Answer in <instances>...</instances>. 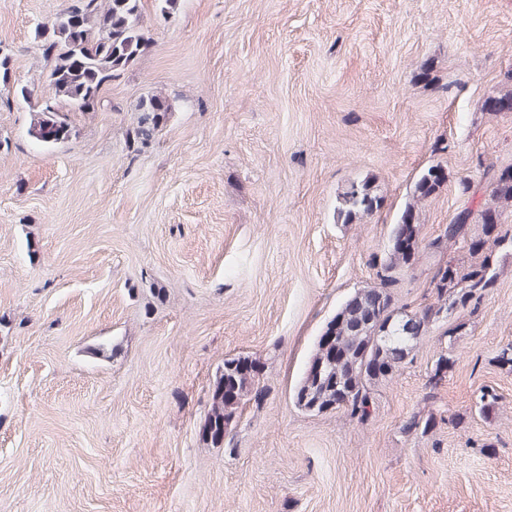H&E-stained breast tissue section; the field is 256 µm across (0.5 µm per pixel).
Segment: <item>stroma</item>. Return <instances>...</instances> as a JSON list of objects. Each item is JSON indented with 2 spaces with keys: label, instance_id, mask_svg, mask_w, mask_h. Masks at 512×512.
<instances>
[{
  "label": "stroma",
  "instance_id": "obj_1",
  "mask_svg": "<svg viewBox=\"0 0 512 512\" xmlns=\"http://www.w3.org/2000/svg\"><path fill=\"white\" fill-rule=\"evenodd\" d=\"M69 0H0V512H512V208L475 308L430 323L374 387L364 421L293 399L317 337L378 285L418 179L419 248L398 274L417 309L437 264L469 261L463 208L512 167V0H142L150 44L73 112L71 139L31 138L52 91L36 26ZM171 110L150 137L139 104ZM369 182L364 220L339 195ZM450 356L436 371L439 355ZM268 393L233 448L200 427L225 359ZM499 396L478 412L481 388ZM434 418L428 433L414 420ZM339 200L336 216L337 221L341 220L343 224H351L370 215L379 203L367 182L351 184L339 195Z\"/></svg>",
  "mask_w": 512,
  "mask_h": 512
}]
</instances>
